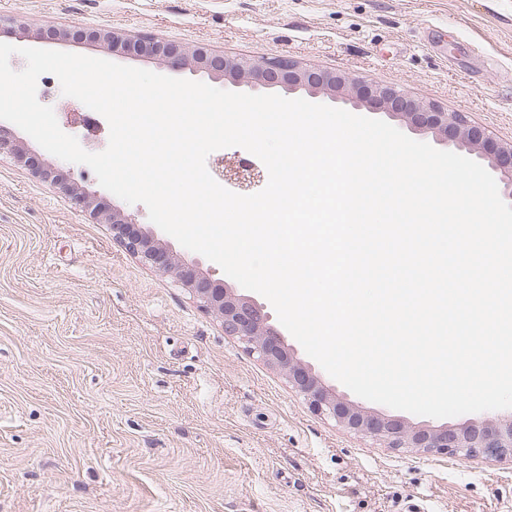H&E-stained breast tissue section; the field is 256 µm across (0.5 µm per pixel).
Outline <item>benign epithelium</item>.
Instances as JSON below:
<instances>
[{"mask_svg":"<svg viewBox=\"0 0 512 512\" xmlns=\"http://www.w3.org/2000/svg\"><path fill=\"white\" fill-rule=\"evenodd\" d=\"M80 35L114 54L144 57L172 71L202 74L224 88L276 90L288 96L340 101L355 110L384 114L411 133L430 137L482 165L494 177L502 200L512 205V141H497L484 127L403 89L304 67L287 58L228 57L204 44H175L151 36L134 38L100 30L82 31ZM4 152L34 169L42 179L58 181L51 163L40 161L23 141L0 125V154ZM63 189L76 206L90 212L99 222L111 225L113 239L143 265L174 277L200 307L222 323L224 335L237 338L264 364L282 373L315 412L388 448L512 463V418L431 426L412 424L365 408L338 393L312 364L297 357L287 337L272 322L265 304L213 278L198 262L185 260L169 241L138 224L135 215L101 206L95 192L69 183Z\"/></svg>","mask_w":512,"mask_h":512,"instance_id":"obj_1","label":"benign epithelium"}]
</instances>
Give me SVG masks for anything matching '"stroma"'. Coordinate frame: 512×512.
Returning a JSON list of instances; mask_svg holds the SVG:
<instances>
[{
  "label": "stroma",
  "mask_w": 512,
  "mask_h": 512,
  "mask_svg": "<svg viewBox=\"0 0 512 512\" xmlns=\"http://www.w3.org/2000/svg\"><path fill=\"white\" fill-rule=\"evenodd\" d=\"M17 47L82 28L396 86L512 140V0H0ZM87 151L109 125L42 75ZM0 512H512V466L392 449L312 411L59 186L0 155Z\"/></svg>",
  "instance_id": "stroma-1"
}]
</instances>
